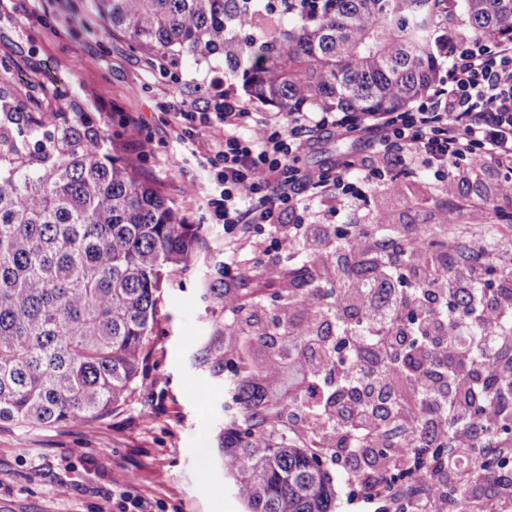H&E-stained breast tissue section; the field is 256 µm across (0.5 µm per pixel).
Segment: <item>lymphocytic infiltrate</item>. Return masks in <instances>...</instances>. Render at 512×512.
<instances>
[{
	"mask_svg": "<svg viewBox=\"0 0 512 512\" xmlns=\"http://www.w3.org/2000/svg\"><path fill=\"white\" fill-rule=\"evenodd\" d=\"M448 56L446 76L403 112H283L267 119L221 94L210 111L176 115L178 127L214 131L203 203L211 223L229 234L231 257L262 231L282 246L312 245L319 285L352 257L372 258L366 276L342 293L334 322L311 324L307 376L297 393L300 407L321 424L332 458L350 464L376 449L383 469H404L408 490L367 486L370 512H428L444 504L448 463L416 458L415 446L466 447L478 432L487 448H497L499 428L512 421L511 406L479 402L484 380L470 371L477 354L491 352L496 383L512 388V242L490 252L473 234L460 262L451 249H429L424 224L407 225L399 238L385 226L365 236L356 224L331 244L324 225L299 215L320 188L331 189L340 207L362 200L369 186L398 192L395 169L407 157L446 189L463 166L496 167L498 189L512 187V42L452 39ZM323 136L364 142L372 157L299 167V153ZM287 213L292 223H284ZM400 272L415 292L380 300L379 288ZM469 325L478 335L465 337ZM399 356L414 364L419 401L409 409L386 404L369 388Z\"/></svg>",
	"mask_w": 512,
	"mask_h": 512,
	"instance_id": "obj_1",
	"label": "lymphocytic infiltrate"
}]
</instances>
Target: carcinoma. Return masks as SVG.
Here are the masks:
<instances>
[{
	"label": "carcinoma",
	"instance_id": "obj_1",
	"mask_svg": "<svg viewBox=\"0 0 512 512\" xmlns=\"http://www.w3.org/2000/svg\"><path fill=\"white\" fill-rule=\"evenodd\" d=\"M457 0H90L109 33L176 63L222 58L249 95L286 112H398L437 80ZM459 35L512 41V0H463ZM206 245L75 99L32 103L0 82V421L92 424L136 389L162 288ZM275 391L236 385L249 423L226 432L224 472L247 512H334L319 457L277 432L302 380L301 334ZM504 457L471 467L477 486Z\"/></svg>",
	"mask_w": 512,
	"mask_h": 512
}]
</instances>
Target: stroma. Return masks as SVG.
Returning a JSON list of instances; mask_svg holds the SVG:
<instances>
[{
	"label": "stroma",
	"mask_w": 512,
	"mask_h": 512,
	"mask_svg": "<svg viewBox=\"0 0 512 512\" xmlns=\"http://www.w3.org/2000/svg\"><path fill=\"white\" fill-rule=\"evenodd\" d=\"M0 78L23 80L38 103L46 85L63 97L84 99L92 118L113 138L127 135L124 113L138 116L154 147L140 157L141 170L162 185L186 223L206 227V247L195 265L173 273L162 290L140 382L122 406L103 422L82 426L34 429L0 423V512H111L112 497L121 492L150 500L155 512H245L224 473L218 442L221 433L244 428L234 384L243 362L261 361L268 349L257 343L246 358L234 355L237 339L224 333V309L206 292L224 264V227L210 223L207 210L186 189L203 179L210 132L198 127L177 137L173 118L187 103L204 109L221 91L244 98L240 78L218 59L162 67L107 33L88 0H0ZM368 154L362 143L323 138L301 151L298 164L318 167ZM397 173L401 193L374 187L351 207L324 197L316 201L310 223L333 233L371 223L382 213L393 224L440 227L453 241L469 227L464 203L481 200L488 223L512 225V196L495 192L493 172L468 174L452 198L421 164ZM254 241V249L224 275L233 290L240 273H252V285L260 290L258 301L245 303L238 314L250 332L270 328L288 300L272 286L288 273L287 251L274 250L265 235ZM218 352L223 361H215ZM322 464L336 490V512H358L362 482L378 472L374 460L350 469L327 458Z\"/></svg>",
	"instance_id": "1"
}]
</instances>
